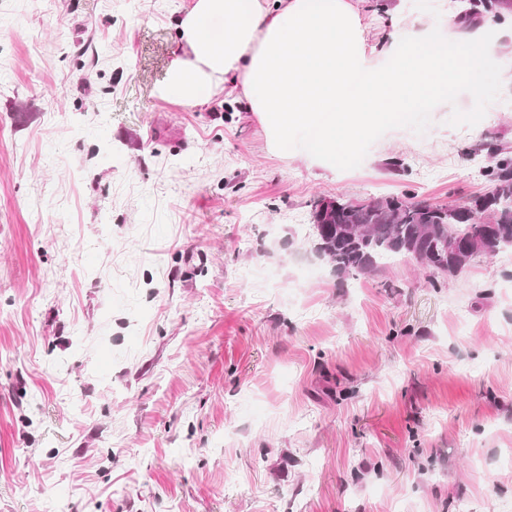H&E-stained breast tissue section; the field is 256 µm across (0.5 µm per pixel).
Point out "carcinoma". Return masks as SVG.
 I'll return each mask as SVG.
<instances>
[{
  "instance_id": "carcinoma-1",
  "label": "carcinoma",
  "mask_w": 512,
  "mask_h": 512,
  "mask_svg": "<svg viewBox=\"0 0 512 512\" xmlns=\"http://www.w3.org/2000/svg\"><path fill=\"white\" fill-rule=\"evenodd\" d=\"M511 14L512 0H468L458 20L501 23ZM480 173L496 187L491 198L473 195L448 205L405 193L368 201L338 198L328 209L315 201V251L348 279L374 272L395 256L417 262L433 284L439 276H455L479 256L512 249V154L487 148Z\"/></svg>"
}]
</instances>
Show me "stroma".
Segmentation results:
<instances>
[{
    "label": "stroma",
    "instance_id": "obj_1",
    "mask_svg": "<svg viewBox=\"0 0 512 512\" xmlns=\"http://www.w3.org/2000/svg\"><path fill=\"white\" fill-rule=\"evenodd\" d=\"M195 0H0V512H501L512 251L337 276L310 204L483 192L512 19L467 89L330 165L156 94ZM369 44L458 0H361ZM401 168H392L393 160Z\"/></svg>",
    "mask_w": 512,
    "mask_h": 512
}]
</instances>
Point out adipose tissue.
<instances>
[{"instance_id":"1","label":"adipose tissue","mask_w":512,"mask_h":512,"mask_svg":"<svg viewBox=\"0 0 512 512\" xmlns=\"http://www.w3.org/2000/svg\"><path fill=\"white\" fill-rule=\"evenodd\" d=\"M458 28L448 20L436 50L426 28L394 34L381 51L353 0H196L176 21L177 55L157 94L197 106L239 91L271 145L314 128L310 156L325 161L338 141L356 145L393 113L468 84L497 54V37L478 30L463 42Z\"/></svg>"}]
</instances>
